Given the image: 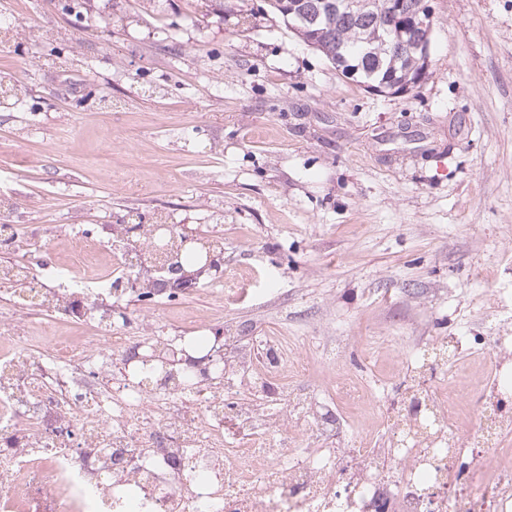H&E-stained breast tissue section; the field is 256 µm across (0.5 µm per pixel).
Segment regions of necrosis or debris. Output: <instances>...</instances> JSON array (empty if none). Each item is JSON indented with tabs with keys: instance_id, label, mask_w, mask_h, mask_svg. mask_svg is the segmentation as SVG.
<instances>
[{
	"instance_id": "obj_1",
	"label": "necrosis or debris",
	"mask_w": 512,
	"mask_h": 512,
	"mask_svg": "<svg viewBox=\"0 0 512 512\" xmlns=\"http://www.w3.org/2000/svg\"><path fill=\"white\" fill-rule=\"evenodd\" d=\"M108 249L118 263L89 292L78 278L95 256L72 236L67 267H0V284L28 282L36 307L67 315L60 293L81 301L92 336L40 324L0 347V512H512V463L497 460L474 499L448 497V458L464 417L448 381L427 387V415L398 408L385 424L402 448H337L334 412L298 380L310 372L286 341L258 337L235 350L221 385L123 382L120 363L143 342L169 344L138 325L111 277L135 278L153 250ZM44 344L41 355L31 342ZM311 447H298L296 427Z\"/></svg>"
}]
</instances>
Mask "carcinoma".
Masks as SVG:
<instances>
[{
	"label": "carcinoma",
	"instance_id": "cac0c4a2",
	"mask_svg": "<svg viewBox=\"0 0 512 512\" xmlns=\"http://www.w3.org/2000/svg\"><path fill=\"white\" fill-rule=\"evenodd\" d=\"M419 2L402 0L401 18L393 26L383 10L384 0H373L372 6L360 12L346 7L338 10L333 7L336 0H295L297 11L320 16L314 26L286 15L283 0H267V6L272 15L323 54L343 75L355 73L363 84H385L410 91L426 78L427 63L419 53L398 55L396 47L414 36L429 40L432 21L423 28L418 26ZM114 232L136 244H148L147 228L142 224H116Z\"/></svg>",
	"mask_w": 512,
	"mask_h": 512
}]
</instances>
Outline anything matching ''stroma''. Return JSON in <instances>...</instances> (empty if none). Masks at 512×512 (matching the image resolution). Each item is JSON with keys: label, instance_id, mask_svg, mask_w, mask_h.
Masks as SVG:
<instances>
[{"label": "stroma", "instance_id": "35a3bbf8", "mask_svg": "<svg viewBox=\"0 0 512 512\" xmlns=\"http://www.w3.org/2000/svg\"><path fill=\"white\" fill-rule=\"evenodd\" d=\"M431 6L427 79L384 95L266 0H0V224L60 266L77 228L188 225L223 242L224 296L185 310L287 337L319 395L401 406L406 352L460 336L449 378L507 419L483 357L512 336V0Z\"/></svg>", "mask_w": 512, "mask_h": 512}]
</instances>
